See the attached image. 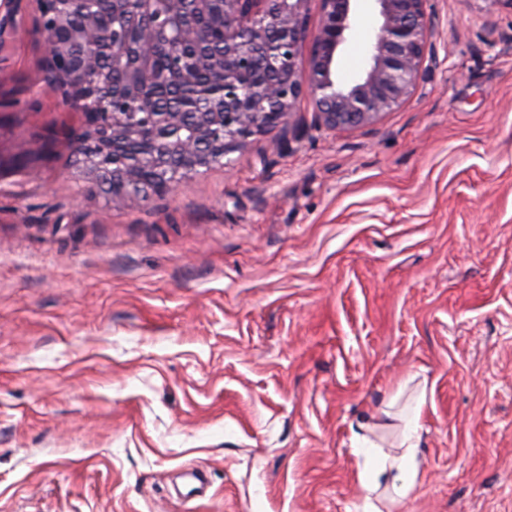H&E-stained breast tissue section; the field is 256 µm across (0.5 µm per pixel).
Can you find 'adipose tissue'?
Instances as JSON below:
<instances>
[{"instance_id": "1", "label": "adipose tissue", "mask_w": 512, "mask_h": 512, "mask_svg": "<svg viewBox=\"0 0 512 512\" xmlns=\"http://www.w3.org/2000/svg\"><path fill=\"white\" fill-rule=\"evenodd\" d=\"M421 416L422 409L417 406L404 418L398 450L393 454L384 452L372 440L373 426L361 425L356 433V445L363 457L362 463L357 466V478L361 488L367 493L364 512H383L381 501L396 505L416 487L421 468Z\"/></svg>"}]
</instances>
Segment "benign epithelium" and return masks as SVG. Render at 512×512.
Returning a JSON list of instances; mask_svg holds the SVG:
<instances>
[{"instance_id":"7a95c632","label":"benign epithelium","mask_w":512,"mask_h":512,"mask_svg":"<svg viewBox=\"0 0 512 512\" xmlns=\"http://www.w3.org/2000/svg\"><path fill=\"white\" fill-rule=\"evenodd\" d=\"M192 2L203 13L220 2L223 8L208 28L183 21L176 9L163 23L155 0H139L129 15L130 0H112V19L132 17L139 38L125 42L112 61L126 69L131 81L120 93L109 80H99L101 91L72 79L88 67L91 56L82 52L62 63L59 23L52 4L38 0L36 29L44 43L43 70L47 87L69 112L82 117L72 131L74 176L90 191L108 198L146 199L175 190L190 176L166 172L170 154L180 153L188 168L204 167L212 157L234 152L246 139L275 128L292 116L299 98L309 96L319 121L331 129H349L374 122L395 111L414 92L420 79L439 63L434 41L436 15L428 0H373L379 16L369 62L359 79L343 83L336 72L337 56L356 24L355 0H321L322 20L308 32V0H172ZM156 37V49L170 53V83L191 81L176 49L184 42L224 46L221 73L202 95L209 107L196 114L195 134L178 139L147 129L127 108L135 99L152 110L145 80L153 51L145 42ZM310 43L308 59L301 46Z\"/></svg>"}]
</instances>
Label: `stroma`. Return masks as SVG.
Instances as JSON below:
<instances>
[{
	"label": "stroma",
	"mask_w": 512,
	"mask_h": 512,
	"mask_svg": "<svg viewBox=\"0 0 512 512\" xmlns=\"http://www.w3.org/2000/svg\"><path fill=\"white\" fill-rule=\"evenodd\" d=\"M396 111L247 139L138 202L71 175L37 0L0 8V512H362L358 423L424 391L394 512H512V9L430 0ZM337 59L358 79L377 14Z\"/></svg>",
	"instance_id": "35a3bbf8"
}]
</instances>
